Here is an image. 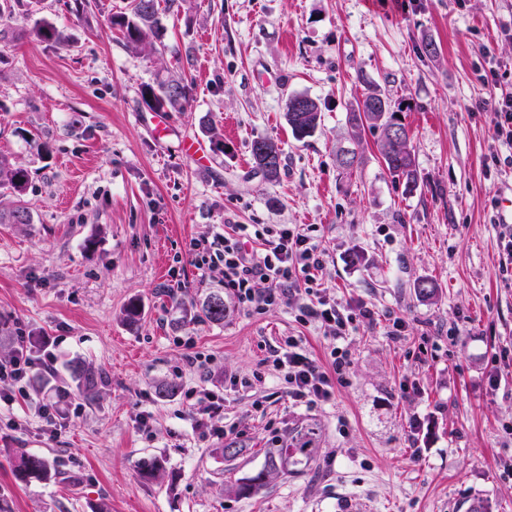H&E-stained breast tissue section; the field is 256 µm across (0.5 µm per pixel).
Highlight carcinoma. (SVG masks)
<instances>
[{"mask_svg": "<svg viewBox=\"0 0 512 512\" xmlns=\"http://www.w3.org/2000/svg\"><path fill=\"white\" fill-rule=\"evenodd\" d=\"M159 6V0H130L128 12L112 18V24L119 26L127 42L137 47L144 41L146 29L155 22ZM189 93L190 87L184 80L172 78L158 81L155 88L145 87L142 96L151 109L181 110L189 99ZM298 102L304 103V110L301 112L295 107ZM285 119L293 136L301 141L318 128L321 119L319 105L307 95H290L286 102ZM348 124L351 128L352 147L342 148L337 153L339 166L345 174L352 175L362 163V157L357 151V146L361 145L362 130L377 131L378 150L389 175L404 183L408 191L416 190L417 170L410 134L400 118L396 117L394 105L388 96L375 89L368 90L350 108ZM393 127L401 131V139L397 141L392 140L390 135ZM250 153L254 169L270 181L278 178L283 167V153L275 142L265 138L256 139L251 143ZM28 182V171L0 153V189L10 191L15 197L11 209L0 210L1 224L31 223L30 212L22 199ZM225 312L224 297L219 294L210 295L202 305L204 319L211 323L224 322ZM72 373L83 382L82 397L91 398L96 383V375L92 369L79 362L72 366ZM317 451V430L310 427L297 435L292 445L271 450L270 467L275 469L283 466L292 458L309 460ZM16 473L22 479L49 477L47 461L37 455L21 456L16 465Z\"/></svg>", "mask_w": 512, "mask_h": 512, "instance_id": "carcinoma-1", "label": "carcinoma"}]
</instances>
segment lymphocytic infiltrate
<instances>
[{"label": "lymphocytic infiltrate", "mask_w": 512, "mask_h": 512, "mask_svg": "<svg viewBox=\"0 0 512 512\" xmlns=\"http://www.w3.org/2000/svg\"><path fill=\"white\" fill-rule=\"evenodd\" d=\"M188 253L200 277L220 271L225 290L249 312L260 314L280 305L293 286L315 299V306L301 308L298 319H313L331 329L329 367L312 360L294 336L266 363L283 376L292 400L307 404L329 400L336 384L345 382L351 364L344 344L349 330L357 320L371 319L373 312L363 304L324 296L319 282L328 267V254L316 225L234 224L214 232L209 240L190 242ZM55 363V356L35 357L27 345L18 344L8 361H0V382L11 385L0 392V402L13 404L27 393L36 374L52 372Z\"/></svg>", "instance_id": "lymphocytic-infiltrate-1"}]
</instances>
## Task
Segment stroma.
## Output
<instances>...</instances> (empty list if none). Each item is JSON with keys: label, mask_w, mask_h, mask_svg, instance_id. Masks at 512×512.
Instances as JSON below:
<instances>
[{"label": "stroma", "mask_w": 512, "mask_h": 512, "mask_svg": "<svg viewBox=\"0 0 512 512\" xmlns=\"http://www.w3.org/2000/svg\"><path fill=\"white\" fill-rule=\"evenodd\" d=\"M72 3L0 20V152L28 171L31 213L0 223V360L21 336L57 357L53 375L0 408V512H512V360L492 361L512 349V272L495 222L512 145L478 107L484 73L512 93V0H160L143 50L111 24L129 0H91L80 15ZM41 22L68 41L39 35ZM170 76L190 97L167 112L161 143L142 90ZM370 84L410 130L413 192L388 175L372 132L354 175L336 162ZM292 93L322 109L300 141L284 119ZM184 137L210 166L179 154ZM258 138L283 151L276 180L253 168ZM224 224L318 225L326 296L373 310L349 331L347 380L328 401L294 403L278 372L259 369L286 336L327 365L329 332L297 321V296L252 314L218 278H199L189 243ZM422 278L435 297L417 295ZM213 293L227 306L219 324L199 316ZM396 318L405 328L393 339ZM190 348L206 368L187 367ZM76 361L103 378L94 401L75 395ZM228 374L251 384L225 390ZM64 387L75 416L52 436L39 408ZM211 391L224 398L221 438L199 427ZM309 424L317 455L271 469L270 449ZM23 454L44 457L50 477L19 481ZM148 459L161 462L155 475ZM261 471L264 486L238 494Z\"/></svg>", "instance_id": "1"}]
</instances>
